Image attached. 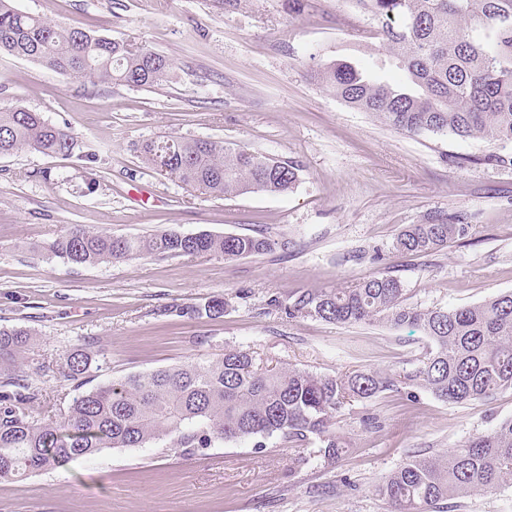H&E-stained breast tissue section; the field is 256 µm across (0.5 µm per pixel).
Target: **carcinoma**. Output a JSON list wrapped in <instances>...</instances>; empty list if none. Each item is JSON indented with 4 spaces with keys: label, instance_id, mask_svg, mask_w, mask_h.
Here are the masks:
<instances>
[{
    "label": "carcinoma",
    "instance_id": "carcinoma-1",
    "mask_svg": "<svg viewBox=\"0 0 512 512\" xmlns=\"http://www.w3.org/2000/svg\"><path fill=\"white\" fill-rule=\"evenodd\" d=\"M378 23L379 35L402 71L390 83L350 62L319 67L315 78L346 105L369 112L409 134H449L494 144L512 143V0H353ZM485 32L470 37L468 29ZM41 63L61 77L154 89L174 78L175 64L146 44L63 27L23 13L0 0V52ZM72 135L41 113L0 107V155L34 151L66 157ZM142 162L182 185L225 197L251 192L283 194L298 182L297 168L210 138L149 139ZM459 217L432 215L409 224L393 247L411 255L440 251L471 235ZM258 235L200 232L188 237L162 231L147 238L116 236L92 227L66 230L42 246L73 264H109L142 254L157 257L211 254L226 260L272 250ZM225 302L210 297L180 311L218 318ZM293 311L352 325L384 322L420 329L430 343L411 372L398 377L372 369L341 376L296 367L258 371L246 350L227 348L206 365L187 363L130 375L80 393L62 419L32 415L42 397L21 368L30 330L0 329V479L63 467L111 448H143L169 440V449L191 456L216 442L276 435L294 448L313 441L327 461L345 449L334 424L349 402L405 391L413 401L426 391L446 403L485 400L512 389V292L455 309L405 303L401 282L366 278L351 288L300 295ZM90 352L75 349L60 374L78 381L89 371ZM512 481V419L470 437L440 458L403 462L376 488L389 512H430L438 505Z\"/></svg>",
    "mask_w": 512,
    "mask_h": 512
}]
</instances>
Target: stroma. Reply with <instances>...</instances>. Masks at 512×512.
Returning <instances> with one entry per match:
<instances>
[{
	"label": "stroma",
	"instance_id": "obj_1",
	"mask_svg": "<svg viewBox=\"0 0 512 512\" xmlns=\"http://www.w3.org/2000/svg\"><path fill=\"white\" fill-rule=\"evenodd\" d=\"M66 27L146 44L176 64L157 89L67 80L0 54V103L42 113L74 137L69 158L0 156V328L33 333L25 371L39 372V414L61 418L79 390L249 351L258 367L336 376L413 369L428 341L413 327L341 325L292 310L303 293L388 275L407 304L456 308L512 292V144L395 130L346 106L312 70L384 57L377 25L352 0H13ZM211 138L299 167L285 194L216 198L160 176L138 145ZM489 153L500 162L481 163ZM473 225L429 255L396 251L409 224L434 213ZM77 225L118 236L261 234L273 251L227 260L142 255L77 265L40 252ZM223 295L222 317L184 307ZM78 347L95 358L82 382L58 367ZM512 419V390L450 404L385 392L336 418L341 459L279 437L224 442L193 456L112 448L64 467L0 480V512H385L374 488L414 456H440ZM447 512H512V482L449 501Z\"/></svg>",
	"mask_w": 512,
	"mask_h": 512
}]
</instances>
